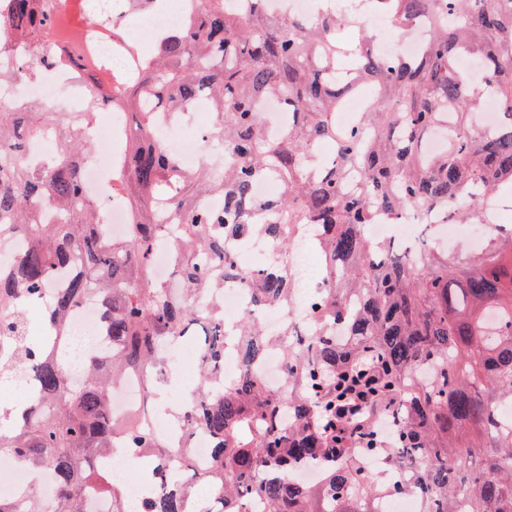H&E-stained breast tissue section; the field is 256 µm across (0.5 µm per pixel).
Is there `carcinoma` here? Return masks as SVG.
I'll return each mask as SVG.
<instances>
[{
  "mask_svg": "<svg viewBox=\"0 0 512 512\" xmlns=\"http://www.w3.org/2000/svg\"><path fill=\"white\" fill-rule=\"evenodd\" d=\"M226 0H197L183 29L159 42L151 63L132 78L87 58L86 41L72 38L67 59L84 69L88 104L66 118L40 104L0 109V244L27 240L24 251L0 265V338L15 341L0 358V373L23 366L40 387L41 408L24 419L8 412L0 427V454L54 474L55 512H86L95 492L112 498V512H127L124 489L106 479L98 458L126 448L149 468L134 475L152 489L148 512H195L193 488L209 486L216 501L206 512H378L402 491L367 470L364 456L386 470L409 466L405 489L420 512H512V425L499 407L512 404V222L490 232L462 258L430 243L406 248L370 243L365 226L379 212L409 208L445 222L478 224L487 197H512V0H356L387 9L397 30L419 19L427 37L416 55L382 60L373 36L360 28L359 10L342 4L311 23L267 12L249 0L247 12ZM10 31L0 29V82L28 76L32 66L57 61L43 42L57 26L53 0H11ZM358 28V47L345 51L339 32ZM31 44L33 59L17 60L12 40ZM355 57L350 79L336 81L342 54ZM477 61L482 81L459 68ZM362 85L376 103L352 130L336 133V106ZM210 99L214 121L207 142L227 159L183 169L155 131L150 108L180 115L199 95ZM492 95L508 117L485 133L476 115ZM277 99L288 125L266 134L260 103ZM122 104L137 115L123 160L120 191L130 214L116 240L98 218L99 207L82 180L93 148L84 134L100 111ZM445 124V147L428 154L422 135ZM47 134L62 148L42 162L28 152ZM280 181L285 192L254 198L255 185ZM224 207L197 206L203 195ZM55 209L57 224L39 219ZM314 232L325 288L311 304L314 324L302 332L285 322L277 336L247 316L225 317L220 288L229 278L248 283L253 304L289 314L299 298L285 277L295 238ZM265 237L275 247V269L238 263L226 242ZM166 247L179 287L156 280L154 260ZM78 265L46 313L40 292L62 269ZM105 309L106 351L85 365V384L70 387L64 363L43 353V340L26 336L32 316L54 327L63 342L67 320L83 301ZM201 329V375L176 422L213 439L212 469L198 474L191 460L173 466L171 447L146 425L170 348ZM233 345L244 364L238 382L216 387V374ZM276 350L286 390H273L256 370ZM368 352L381 358L368 382L375 403L368 415L396 422V442L349 448L325 416L357 375ZM138 373L145 381L141 411L117 425L109 406L111 383ZM318 464L314 486L292 481L296 466Z\"/></svg>",
  "mask_w": 512,
  "mask_h": 512,
  "instance_id": "obj_1",
  "label": "carcinoma"
}]
</instances>
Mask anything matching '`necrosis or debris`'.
<instances>
[{
    "label": "necrosis or debris",
    "instance_id": "necrosis-or-debris-1",
    "mask_svg": "<svg viewBox=\"0 0 512 512\" xmlns=\"http://www.w3.org/2000/svg\"><path fill=\"white\" fill-rule=\"evenodd\" d=\"M82 3L81 26L89 33L88 47L92 57L106 61L113 71L131 72L139 62L135 50L145 35L162 40L178 32L192 6V0H156L153 7L133 12L129 0H55L59 19L71 16L75 3ZM366 26L382 30L384 37L379 41L376 54L383 59L398 55L415 54L419 39H406L392 30L388 16L366 11L362 14ZM44 102L55 112H81L87 106L85 81L80 69L64 70L60 65L40 68L36 77L18 76L0 82V105L20 106L26 102ZM208 101L198 98L186 116L175 119L163 115L157 125L164 143L180 159L182 165L192 168L209 156L203 133L186 137L183 129L206 111ZM129 135L123 111H114L110 123L97 126L91 138L104 142L105 148L85 166L82 179L90 196L102 199L104 207L99 214L101 223L107 224L112 237H124L129 220L128 210L115 178V163L118 155L124 153ZM505 215L498 200L487 204L484 221L480 224H446L435 220L429 214L416 211L399 217L384 216L369 225L370 237L389 241L400 239L413 243L414 230L418 224H430L434 240L444 248L455 249L459 241L469 246H479L486 232L491 230ZM320 261L317 253L308 244L296 243L284 269L296 287L301 290V301L294 308V321L306 327L310 324L312 299L322 286L319 273ZM225 309L234 314L254 311L261 319L268 333H278L283 324L276 307L254 308L250 290L239 281L225 283L220 292ZM101 306L97 299L90 298L69 320L70 339L80 343L82 356L101 352V338L98 334ZM144 382L141 375L132 374L113 384L110 406L115 421L122 422L136 414L142 402ZM150 423L157 433L175 439L177 444L187 446L189 455L197 470L205 471L213 463L212 439L204 431L185 434L170 420L165 409H157L150 416ZM38 496L44 512H53L57 495L56 479L52 473H34L23 467L16 458L0 455V496L12 502L27 506L30 496Z\"/></svg>",
    "mask_w": 512,
    "mask_h": 512
}]
</instances>
